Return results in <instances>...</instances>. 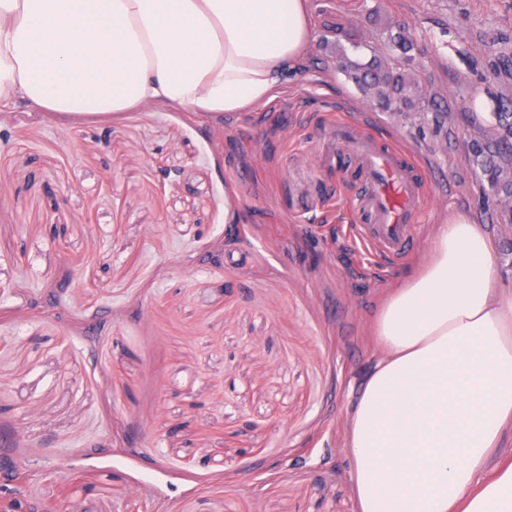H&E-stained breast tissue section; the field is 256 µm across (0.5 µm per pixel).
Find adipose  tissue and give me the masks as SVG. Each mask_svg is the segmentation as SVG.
Listing matches in <instances>:
<instances>
[{
	"mask_svg": "<svg viewBox=\"0 0 512 512\" xmlns=\"http://www.w3.org/2000/svg\"><path fill=\"white\" fill-rule=\"evenodd\" d=\"M315 39L310 0H0V108L240 112ZM496 264L491 234L454 216L378 311L344 421L360 512H512V287Z\"/></svg>",
	"mask_w": 512,
	"mask_h": 512,
	"instance_id": "obj_1",
	"label": "adipose tissue"
}]
</instances>
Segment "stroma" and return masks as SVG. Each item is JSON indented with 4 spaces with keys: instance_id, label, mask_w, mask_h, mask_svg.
I'll return each mask as SVG.
<instances>
[{
    "instance_id": "stroma-1",
    "label": "stroma",
    "mask_w": 512,
    "mask_h": 512,
    "mask_svg": "<svg viewBox=\"0 0 512 512\" xmlns=\"http://www.w3.org/2000/svg\"><path fill=\"white\" fill-rule=\"evenodd\" d=\"M312 20L303 69L255 110L0 111V433L27 501L357 512L339 424L376 310L456 214L512 269V231L467 162L512 101V67L494 66L512 0H312ZM397 26L442 113L393 112L344 74V50L387 56ZM343 129L414 165L402 257L355 231L367 184Z\"/></svg>"
}]
</instances>
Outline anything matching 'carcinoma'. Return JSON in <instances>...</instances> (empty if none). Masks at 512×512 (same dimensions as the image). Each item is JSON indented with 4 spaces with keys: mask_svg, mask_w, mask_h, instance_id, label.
<instances>
[{
    "mask_svg": "<svg viewBox=\"0 0 512 512\" xmlns=\"http://www.w3.org/2000/svg\"><path fill=\"white\" fill-rule=\"evenodd\" d=\"M387 45L395 53L398 64H383L373 56L367 62L345 58L343 72L365 95L373 97L398 112L413 111L424 99L422 90L405 64L411 62V41L403 28H397L387 38ZM496 124L490 137L475 141L469 161L488 177L486 194L503 201L512 200V177L503 176L504 168L512 167V108L498 105L494 113Z\"/></svg>",
    "mask_w": 512,
    "mask_h": 512,
    "instance_id": "cac0c4a2",
    "label": "carcinoma"
}]
</instances>
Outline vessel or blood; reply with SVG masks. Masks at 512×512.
<instances>
[{"label":"vessel or blood","instance_id":"obj_1","mask_svg":"<svg viewBox=\"0 0 512 512\" xmlns=\"http://www.w3.org/2000/svg\"><path fill=\"white\" fill-rule=\"evenodd\" d=\"M372 186L363 204L369 215L367 241L379 251L398 257L411 244L410 224L416 218L421 195L408 160L391 150H381L367 138L352 140Z\"/></svg>","mask_w":512,"mask_h":512}]
</instances>
